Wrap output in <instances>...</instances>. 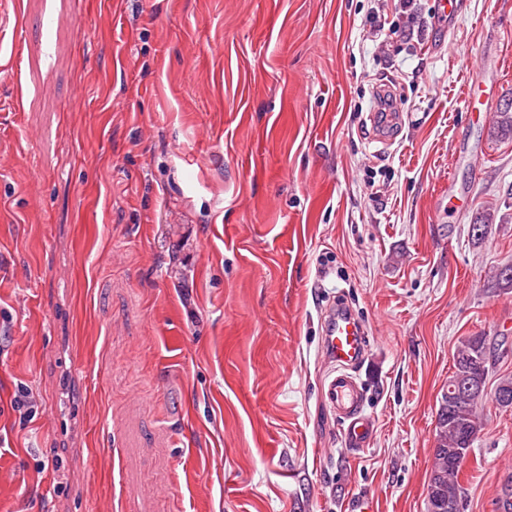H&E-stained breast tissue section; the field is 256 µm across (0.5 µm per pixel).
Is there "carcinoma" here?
Listing matches in <instances>:
<instances>
[{
    "label": "carcinoma",
    "instance_id": "cac0c4a2",
    "mask_svg": "<svg viewBox=\"0 0 512 512\" xmlns=\"http://www.w3.org/2000/svg\"><path fill=\"white\" fill-rule=\"evenodd\" d=\"M496 125L500 131L512 133L511 101L500 106ZM489 344V339L482 334L467 337L453 357V376L474 385L486 383V369L490 364H482L478 353H487ZM483 426L478 404L466 394L441 396L433 469L427 486V512H448V501L463 500L458 475Z\"/></svg>",
    "mask_w": 512,
    "mask_h": 512
}]
</instances>
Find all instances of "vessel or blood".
Returning a JSON list of instances; mask_svg holds the SVG:
<instances>
[{
  "label": "vessel or blood",
  "instance_id": "1",
  "mask_svg": "<svg viewBox=\"0 0 512 512\" xmlns=\"http://www.w3.org/2000/svg\"><path fill=\"white\" fill-rule=\"evenodd\" d=\"M494 86L473 83L466 94L467 112H485L492 105ZM404 115L385 114L382 122L374 124L375 141L391 145L402 130ZM369 340L362 323L344 309H329L324 316L323 354L330 371L323 384L322 398L339 417L345 428L346 446L359 448L370 442L375 430L371 416L364 411V397L357 382L355 370L368 349Z\"/></svg>",
  "mask_w": 512,
  "mask_h": 512
}]
</instances>
